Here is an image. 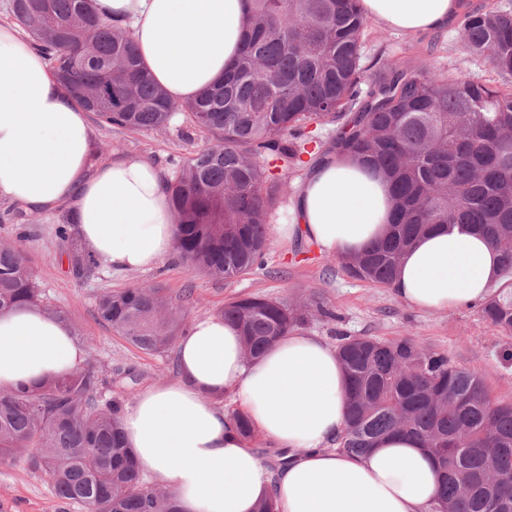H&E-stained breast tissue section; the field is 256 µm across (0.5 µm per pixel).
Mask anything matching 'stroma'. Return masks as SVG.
Returning a JSON list of instances; mask_svg holds the SVG:
<instances>
[{
    "instance_id": "stroma-1",
    "label": "stroma",
    "mask_w": 512,
    "mask_h": 512,
    "mask_svg": "<svg viewBox=\"0 0 512 512\" xmlns=\"http://www.w3.org/2000/svg\"><path fill=\"white\" fill-rule=\"evenodd\" d=\"M457 28L417 35L389 31L368 21L363 38V84H370L376 70L387 62L423 59L446 74L465 72L479 82H498L484 60L463 53L457 44ZM185 116H177L163 131L129 132L95 126L99 158L148 159L164 168L183 160L210 141L202 131L185 139ZM62 209L34 211L0 199V243L17 244L29 258V266L42 291L43 305L69 312L72 324L87 349V363L112 380V393L132 403L141 390L175 381V352L149 355L131 346L110 326L98 322L95 298L101 292L162 284L177 298L184 323L216 314L232 299L262 295L289 305L321 304L329 317L313 315L307 332L335 342L337 336H374L394 339L407 336L420 345L444 351L459 367L480 376L493 402L512 403V335L483 319L479 308L420 312L401 303L391 289L378 288L349 277L335 256L322 253L305 236L282 243L270 239L263 268L229 281H216L191 272L177 254H170L147 271L115 273L99 267L95 279L82 283L71 274L68 247L58 236ZM26 226L30 238L17 237ZM32 451L0 461V512H83L65 503L52 482L31 465Z\"/></svg>"
}]
</instances>
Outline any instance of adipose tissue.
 Listing matches in <instances>:
<instances>
[{
    "mask_svg": "<svg viewBox=\"0 0 512 512\" xmlns=\"http://www.w3.org/2000/svg\"><path fill=\"white\" fill-rule=\"evenodd\" d=\"M132 30L155 83L174 103L222 80L242 48L246 0H96ZM365 17L419 34L458 20L460 0H360ZM86 111L13 24L0 23V197L33 210L67 206L85 250L115 272L156 267L170 252L175 215L162 167L148 160L95 164ZM389 182L354 158L311 164L279 240L303 233L327 254L383 237L395 210ZM500 280L499 255L481 236L443 227L402 260L393 291L421 311L480 305ZM178 378L139 392L122 416L126 443L147 478L180 512H426L441 475L421 441L389 435L364 455L333 449L346 426L347 376L335 346L293 330L247 359L237 329L195 318L177 342ZM87 350L68 323L24 305L0 313V391L69 375ZM232 397L252 430L284 453L269 472L224 410Z\"/></svg>",
    "mask_w": 512,
    "mask_h": 512,
    "instance_id": "1",
    "label": "adipose tissue"
}]
</instances>
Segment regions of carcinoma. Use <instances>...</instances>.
Listing matches in <instances>:
<instances>
[{
  "mask_svg": "<svg viewBox=\"0 0 512 512\" xmlns=\"http://www.w3.org/2000/svg\"><path fill=\"white\" fill-rule=\"evenodd\" d=\"M234 68L192 102L176 106L151 79L129 28L95 0H10V16L98 123L131 132L167 127L177 112L215 140L176 167L168 184L178 216L175 245L189 270L230 280L261 265L272 212L286 200L281 164L348 153L393 186L387 233L340 258L352 278L390 288L408 249L440 226L483 234L501 256V284L482 317L512 334V13L465 4L458 42L502 83L447 75L426 61L384 64L359 83L366 18L359 0H248ZM338 126L322 150L321 131ZM73 276L98 265L72 236ZM21 250L0 247V313L41 305ZM97 319L146 354L167 352L182 319L165 289L134 286L97 296ZM254 356L304 326L306 306L249 295L221 310ZM348 376L347 425L336 447L363 454L389 433L419 438L437 463L442 492L433 512H512V404H497L483 380L443 351L407 337L341 336ZM112 380L89 367L37 387L0 392V458L34 449L57 496L84 512H179L146 481L124 439L121 400L102 399Z\"/></svg>",
  "mask_w": 512,
  "mask_h": 512,
  "instance_id": "1",
  "label": "carcinoma"
}]
</instances>
